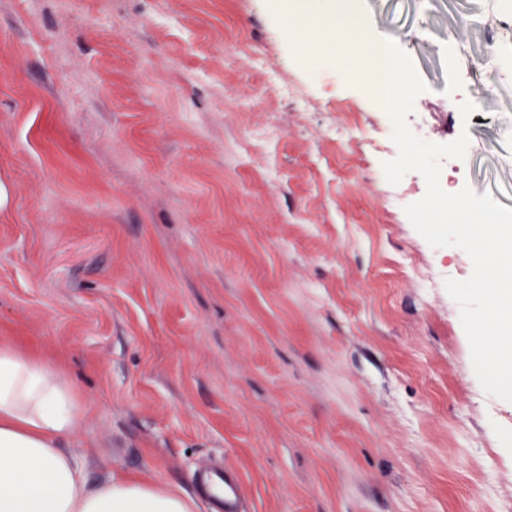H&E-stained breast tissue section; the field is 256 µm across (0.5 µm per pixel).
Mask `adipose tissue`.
<instances>
[{
  "label": "adipose tissue",
  "instance_id": "adipose-tissue-1",
  "mask_svg": "<svg viewBox=\"0 0 512 512\" xmlns=\"http://www.w3.org/2000/svg\"><path fill=\"white\" fill-rule=\"evenodd\" d=\"M79 408L67 373L0 341V512H199L181 488L123 475L90 484L66 446Z\"/></svg>",
  "mask_w": 512,
  "mask_h": 512
}]
</instances>
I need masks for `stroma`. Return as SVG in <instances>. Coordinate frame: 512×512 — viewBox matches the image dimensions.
<instances>
[{"label": "stroma", "instance_id": "35a3bbf8", "mask_svg": "<svg viewBox=\"0 0 512 512\" xmlns=\"http://www.w3.org/2000/svg\"><path fill=\"white\" fill-rule=\"evenodd\" d=\"M507 4L364 11L427 86L411 130L471 134L442 185L512 208ZM392 131L272 0H0V340L72 379L90 482L214 512L220 465L242 512H507L512 402L444 287L473 264L411 224L426 184L387 181Z\"/></svg>", "mask_w": 512, "mask_h": 512}]
</instances>
